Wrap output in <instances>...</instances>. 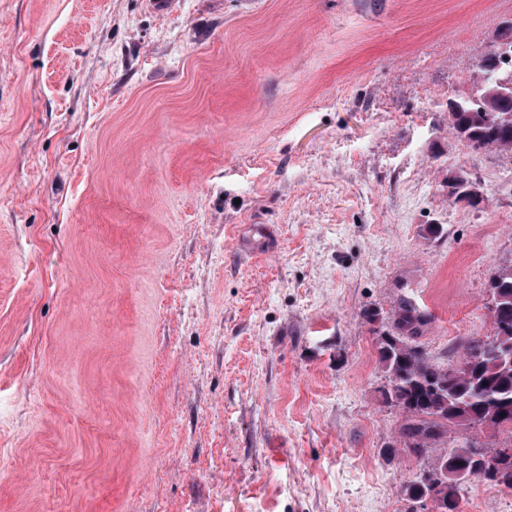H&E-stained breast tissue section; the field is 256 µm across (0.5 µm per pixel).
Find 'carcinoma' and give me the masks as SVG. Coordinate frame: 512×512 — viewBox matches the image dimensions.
Here are the masks:
<instances>
[{
  "label": "carcinoma",
  "mask_w": 512,
  "mask_h": 512,
  "mask_svg": "<svg viewBox=\"0 0 512 512\" xmlns=\"http://www.w3.org/2000/svg\"><path fill=\"white\" fill-rule=\"evenodd\" d=\"M480 67L494 82H512V70L495 67L488 55ZM493 107L495 114L476 112L474 104L470 112L449 113L458 140L502 150L512 147V98L497 99ZM489 287L498 307L492 332L464 340L454 365L433 363L414 341L427 317L409 304L401 308L395 331L377 336V361L386 379L381 397L402 410L404 447L414 454L443 440L450 429L512 433V263L496 268ZM472 479L512 487V445L487 449L468 439L445 447L407 492L413 501L432 500L438 512H456L459 491Z\"/></svg>",
  "instance_id": "1"
}]
</instances>
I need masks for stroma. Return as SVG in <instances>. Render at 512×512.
<instances>
[{"mask_svg": "<svg viewBox=\"0 0 512 512\" xmlns=\"http://www.w3.org/2000/svg\"><path fill=\"white\" fill-rule=\"evenodd\" d=\"M511 28L512 0H0V512H412L433 455L377 333L412 304L447 366L492 331L512 151L449 104ZM246 229V234L239 236L237 246L242 251L260 250L264 254L271 255L278 251L280 246L279 236L268 225L258 227L254 224H241ZM258 236L257 238L255 236Z\"/></svg>", "mask_w": 512, "mask_h": 512, "instance_id": "stroma-1", "label": "stroma"}]
</instances>
